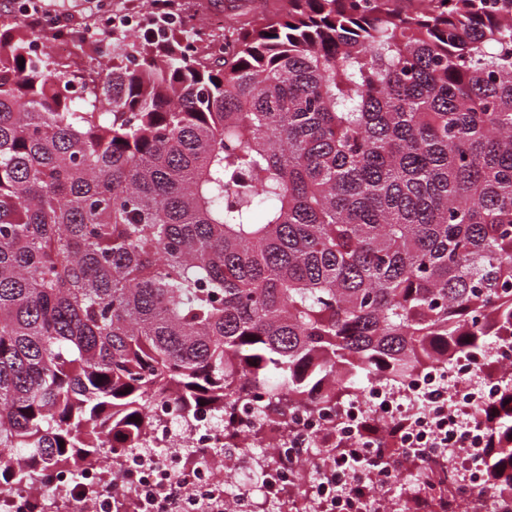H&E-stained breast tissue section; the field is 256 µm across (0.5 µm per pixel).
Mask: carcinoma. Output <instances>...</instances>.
Instances as JSON below:
<instances>
[{"instance_id":"1","label":"carcinoma","mask_w":512,"mask_h":512,"mask_svg":"<svg viewBox=\"0 0 512 512\" xmlns=\"http://www.w3.org/2000/svg\"><path fill=\"white\" fill-rule=\"evenodd\" d=\"M76 76L0 26V493L151 408L293 434L512 339V0H281ZM25 61L19 65V61ZM482 458L512 500V377Z\"/></svg>"}]
</instances>
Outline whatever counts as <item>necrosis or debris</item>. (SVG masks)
<instances>
[{"mask_svg":"<svg viewBox=\"0 0 512 512\" xmlns=\"http://www.w3.org/2000/svg\"><path fill=\"white\" fill-rule=\"evenodd\" d=\"M500 377L486 375L481 361L461 358L448 365H436L420 375L412 384L394 387L378 383L364 396L341 405L336 424L341 438H353L366 416L381 421L396 419L402 426L397 433L400 446L427 436L435 426V417L428 408L416 407L415 395L441 386L447 387L457 402V413L449 414V428H456L459 417L469 421L462 451L449 454L434 448L425 457V469L434 476L429 507L437 512L440 501H447V512H497L499 505L478 495L485 479L480 464L486 446L485 428L479 406L494 398ZM158 422L156 437L168 447L212 448L223 432L211 415L194 420L174 419L166 405L153 408ZM327 419L301 411L296 415L293 439L274 437L267 454H242L228 451L227 458L208 459L199 464L185 457L178 465L161 460L152 449L142 448L128 454L119 465L109 467L94 463L86 467L80 482L67 475L51 481H36L33 485L0 495V512H58L59 505L86 499L91 512H112L109 488L129 487L133 499L144 503L152 498L161 501L159 512H207L205 505L211 496L223 493L225 485L238 484L239 493L230 506L231 512H266L277 494L295 484L312 459L316 441L324 439ZM263 472L266 484L261 493H254L239 484L240 468ZM389 475L375 471L362 477L342 476L345 493L332 501L325 492L308 494L307 512H363L362 502L386 488Z\"/></svg>","mask_w":512,"mask_h":512,"instance_id":"obj_1","label":"necrosis or debris"}]
</instances>
